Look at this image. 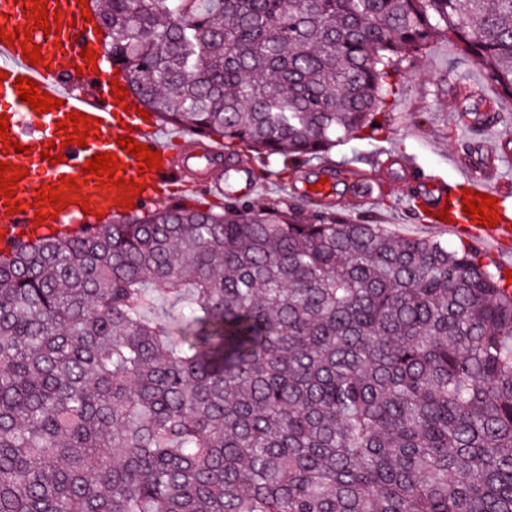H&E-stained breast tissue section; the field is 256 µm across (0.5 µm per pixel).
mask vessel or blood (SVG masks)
<instances>
[{"label":"vessel or blood","instance_id":"1","mask_svg":"<svg viewBox=\"0 0 512 512\" xmlns=\"http://www.w3.org/2000/svg\"><path fill=\"white\" fill-rule=\"evenodd\" d=\"M23 0H0V25L6 32L21 30L32 35L34 44L40 45L43 59L39 64H29L23 55L21 44L10 45L0 39V115L9 120V140L31 147V154L21 152L0 153V162L25 168L27 174L18 181L16 196L23 200L22 212L8 213L6 198L0 195V236L11 242L30 235L37 227L70 230L72 222H90L91 211L110 214L113 220H120L131 209H145L147 206L166 199L173 192L205 193L210 197H224L235 194V181H245L246 193H254L256 181L252 180L247 164L236 161L229 172L207 167L191 170L189 162L196 156L210 159L221 157L222 147L196 138L191 147L172 148L170 141L161 138L157 120H144L136 111L124 110L111 93L112 80L120 79V72L112 75L95 73L92 63L81 55L83 48L99 51V40L93 22L81 16L78 0H49L48 10H60L66 21L61 30L44 33L31 28L28 18L23 15ZM23 77L37 83L39 91L59 99L60 107L37 113L27 101L21 100L15 86L16 78ZM83 113L91 119L92 131L87 135L84 146H64L63 135L58 130L59 122L68 114ZM121 136H129L137 143L159 151L162 160L159 170L139 172L138 162L118 144ZM61 144L63 161L50 163L42 154L48 142ZM116 153L121 167L114 178L117 181H133L141 193L133 199V207L116 205L120 192L115 185L100 186L97 177L83 171L87 160L94 155ZM500 153L497 148L478 146L467 158V173L461 188L446 185H427L425 177L417 167H409V185L413 213L420 223H432L435 212L445 210L450 215L449 229L465 235L466 238L488 246L512 242V184L499 176ZM324 181L318 188L300 187L305 197L325 202L333 197L337 178L334 166H324ZM80 181L79 193L89 200V211H82L78 204L67 205L57 211L55 218L36 222L33 203L41 185L56 184L64 178ZM474 190L495 198L498 212L496 226L490 227L472 221L463 209L462 193Z\"/></svg>","mask_w":512,"mask_h":512}]
</instances>
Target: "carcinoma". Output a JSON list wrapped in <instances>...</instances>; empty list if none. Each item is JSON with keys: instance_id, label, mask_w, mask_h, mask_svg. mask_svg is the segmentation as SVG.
<instances>
[{"instance_id": "1", "label": "carcinoma", "mask_w": 512, "mask_h": 512, "mask_svg": "<svg viewBox=\"0 0 512 512\" xmlns=\"http://www.w3.org/2000/svg\"><path fill=\"white\" fill-rule=\"evenodd\" d=\"M158 121L272 158L386 130L452 41L512 98V0H104ZM172 303L160 321L149 289ZM0 512H512V285L305 201L166 203L0 251Z\"/></svg>"}]
</instances>
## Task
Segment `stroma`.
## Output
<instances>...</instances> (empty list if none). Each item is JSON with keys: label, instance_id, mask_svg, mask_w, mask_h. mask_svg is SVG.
<instances>
[{"label": "stroma", "instance_id": "1", "mask_svg": "<svg viewBox=\"0 0 512 512\" xmlns=\"http://www.w3.org/2000/svg\"><path fill=\"white\" fill-rule=\"evenodd\" d=\"M401 92L392 98L389 109L396 121L390 130L365 139H353L337 146L330 155L333 165H347L361 172L378 171L387 192L379 200L363 204L355 179H340L333 208L356 215L373 212L383 230L410 238L437 240L458 247L461 236L433 224L415 220L405 192L406 164L420 167L429 181L454 183L464 171L455 160L459 151L472 148L493 137L496 130L512 129V122L497 128L469 129L459 125L456 89L479 87L497 109L512 112V98L502 96L487 82L474 60L452 43L432 44L412 68L399 77Z\"/></svg>", "mask_w": 512, "mask_h": 512}]
</instances>
